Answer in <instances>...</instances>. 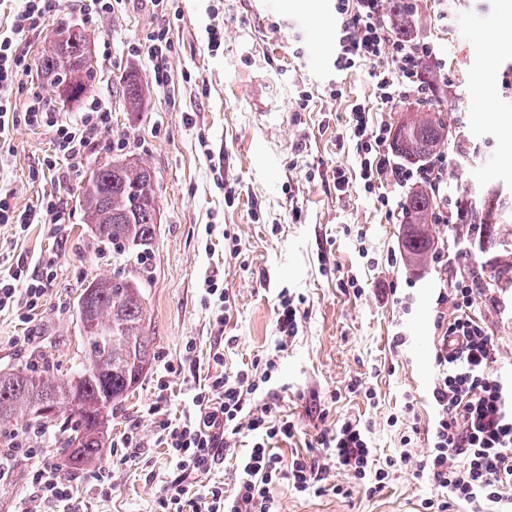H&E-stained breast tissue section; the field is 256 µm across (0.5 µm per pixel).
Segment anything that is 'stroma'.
Masks as SVG:
<instances>
[{
    "label": "stroma",
    "mask_w": 512,
    "mask_h": 512,
    "mask_svg": "<svg viewBox=\"0 0 512 512\" xmlns=\"http://www.w3.org/2000/svg\"><path fill=\"white\" fill-rule=\"evenodd\" d=\"M415 5L416 29L434 43L448 71L447 85L435 95V109L451 127L444 147L448 200L476 197L491 186L512 200V0ZM65 24L92 36L96 70L88 94L111 109L114 146L94 142L81 166L63 165L58 176L41 170L53 149L48 128L22 124L0 143V186L13 190L16 208L33 207L51 192L66 217L59 235L45 224L22 234L0 224V265L57 273L30 320L0 312V368L33 361L38 351L65 372L80 363L75 300L117 266L111 249L101 248L83 224L79 192L93 168L121 158L151 169L160 207L145 291L151 363L113 412L99 461L70 477L72 504L33 497L27 451L20 448L8 480L0 482V512H150L163 482L175 476L148 412L156 382L167 381L169 417L184 418L213 372L209 353L219 347L230 377L277 353L274 389L297 426L295 437L279 445L283 457L306 452L319 431L351 417L370 424L374 458L384 462L400 451L399 430L387 419L412 398L415 413L405 423L419 428L412 455L423 460L436 377L435 299L487 257L474 248L470 225L438 224L432 258L408 266L400 255L401 205L395 200L383 208L364 193L349 137L356 103L369 104L373 122L394 126L421 102L382 105L374 93L377 66L336 69L334 0H170L162 14L150 0H112L105 17L89 12L83 0H63L27 37L34 68L16 93L17 106L37 93L61 119H78V107L62 104L35 68L52 31ZM212 26L224 31L216 50L207 46ZM159 27L168 31L171 53L163 59L132 54ZM158 68L168 71L166 86L153 82ZM131 70L143 88L136 112L127 111L118 82ZM339 166L349 180L342 193L333 179ZM228 185L237 192L231 204L224 201ZM363 247L368 257L360 256ZM390 252L399 258L388 266ZM213 274L229 295L226 306L205 293L204 280ZM351 278L364 286L362 295L348 287ZM284 288L301 299L302 319L294 342L278 352L275 310ZM482 311L498 345L496 368L512 373V289ZM220 313L226 320L219 330ZM398 333L407 339L400 349L392 346ZM190 340L196 346L191 372L180 368ZM355 379L361 392L349 389ZM368 387L376 390L375 401L364 397ZM132 431L143 446L137 457L124 446ZM329 480L350 487V496L298 495L282 482L273 490L280 512H418L436 493L428 479L407 470L392 474L371 498L341 469L331 468Z\"/></svg>",
    "instance_id": "obj_1"
}]
</instances>
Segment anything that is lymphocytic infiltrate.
Returning a JSON list of instances; mask_svg holds the SVG:
<instances>
[{
	"instance_id": "obj_1",
	"label": "lymphocytic infiltrate",
	"mask_w": 512,
	"mask_h": 512,
	"mask_svg": "<svg viewBox=\"0 0 512 512\" xmlns=\"http://www.w3.org/2000/svg\"><path fill=\"white\" fill-rule=\"evenodd\" d=\"M60 4L61 0H18L9 31L0 34V141L8 140L21 123L50 128L54 150L42 160L49 171L63 159L73 166L82 164L88 146L112 123L111 111L96 99L86 102L78 120L72 122L58 120L50 104L37 94L29 98L24 110L16 108L14 88L30 73L24 43ZM385 4L386 0H336L335 65L343 71L361 63L384 64L376 95L387 105L432 90L427 68H434L442 81L448 73L439 66L434 46L426 37L393 34ZM369 112L366 104H355L351 123L366 194L386 207L390 188L425 185L437 192L447 185L445 156H432L415 168L391 162L387 147L391 128L372 125ZM0 224L22 230L31 224H48L60 232L65 218L53 194L43 195L35 207L19 210L12 192L0 191ZM53 280L48 270L29 275L18 269L0 273V311L16 308L20 320L29 319ZM494 294V289L479 288L470 276L437 294L434 335L438 373L431 394L434 418L427 428L430 451L419 464L411 462L414 437L404 431L399 456L374 467L370 427L352 419L319 434L322 456L295 452L283 458L275 446L293 438L296 425L271 394L269 385L277 371L276 359L271 356L252 362L232 378L220 370L210 375L193 397V414L184 420L176 422L166 416L161 402L151 404V413L158 417L159 440L179 473L160 489L152 512H277L273 489L283 481L299 494L329 490L347 496L342 485H328L324 465L328 459L369 496L381 491L394 472L412 468L414 478H428L437 489L436 496L422 501V512H450L457 503L469 505L471 512H512V381L496 370L495 340L475 310L478 297ZM243 433L252 435L253 445L236 464L232 488L220 482L193 491L183 486V478L210 473L231 440ZM29 459L31 485L38 498L72 499V487L59 479L56 467L44 454L33 451Z\"/></svg>"
}]
</instances>
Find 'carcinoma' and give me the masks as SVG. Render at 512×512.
Here are the masks:
<instances>
[{
  "label": "carcinoma",
  "instance_id": "obj_1",
  "mask_svg": "<svg viewBox=\"0 0 512 512\" xmlns=\"http://www.w3.org/2000/svg\"><path fill=\"white\" fill-rule=\"evenodd\" d=\"M396 34L405 36L415 25L406 0H391ZM91 42L84 28H73L64 42L44 52L38 61L49 80L69 76L80 87L92 74H80L78 60ZM128 109L141 101L137 75L122 76ZM449 128L429 108L397 126L392 146L398 157L421 163L448 141ZM83 223L98 243L112 246V258L130 266L121 290L112 278L93 281L76 302L78 325L87 318L110 332L89 336L79 369L66 378L43 359L41 370L30 366L0 369V447L21 448L48 432L59 443L60 466L74 470L99 459L112 412L138 387L151 360L150 328L146 323L145 288L151 280L150 252L157 239L159 206L150 168L136 161L114 160L93 169L79 194ZM437 198L426 188L410 190L402 201L406 222L402 248L406 260L423 264L433 245L432 218ZM512 204L496 191L483 193L466 210L478 226V249L486 254L512 239L506 223Z\"/></svg>",
  "mask_w": 512,
  "mask_h": 512
}]
</instances>
